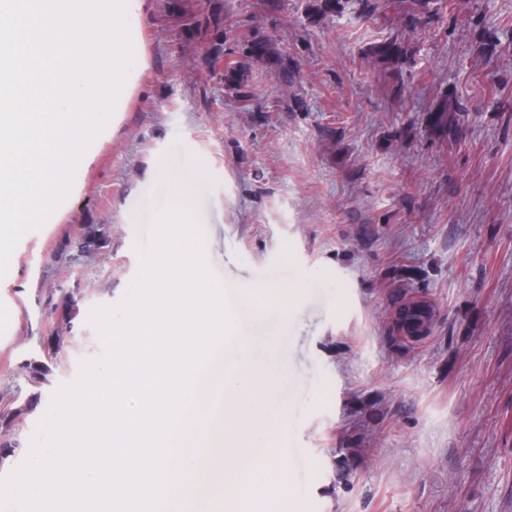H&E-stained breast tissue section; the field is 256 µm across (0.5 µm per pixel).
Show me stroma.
I'll use <instances>...</instances> for the list:
<instances>
[{
    "label": "stroma",
    "mask_w": 512,
    "mask_h": 512,
    "mask_svg": "<svg viewBox=\"0 0 512 512\" xmlns=\"http://www.w3.org/2000/svg\"><path fill=\"white\" fill-rule=\"evenodd\" d=\"M168 2L140 19L147 65L113 133L0 276V406L20 412L0 418V439L20 442L0 479L55 393L102 357L88 318L139 273L136 248L171 203L166 157L197 186L235 320L227 358L277 374L262 418L245 407L226 427L257 448L275 432L290 467L281 483L255 472L239 512H512V0H449L417 26L404 0L370 17L350 0L316 23V0H224L225 28L270 38L296 70L284 89L274 61L252 63V112ZM392 40L413 63L369 56ZM443 102L467 110L444 134L428 121ZM101 224L100 254L80 252ZM260 286L287 293L286 311L240 300ZM65 295L71 331L52 352ZM417 301L432 319L412 337L399 311Z\"/></svg>",
    "instance_id": "obj_1"
}]
</instances>
